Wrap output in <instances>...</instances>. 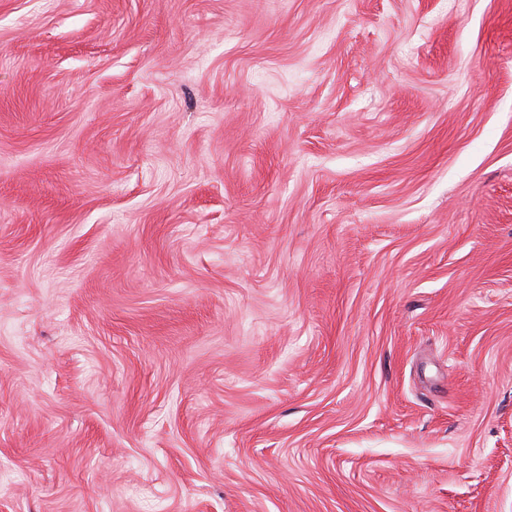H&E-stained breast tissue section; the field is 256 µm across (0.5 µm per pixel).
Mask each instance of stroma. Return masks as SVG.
I'll list each match as a JSON object with an SVG mask.
<instances>
[{"label": "stroma", "instance_id": "1", "mask_svg": "<svg viewBox=\"0 0 512 512\" xmlns=\"http://www.w3.org/2000/svg\"><path fill=\"white\" fill-rule=\"evenodd\" d=\"M0 512H512V0H0Z\"/></svg>", "mask_w": 512, "mask_h": 512}]
</instances>
